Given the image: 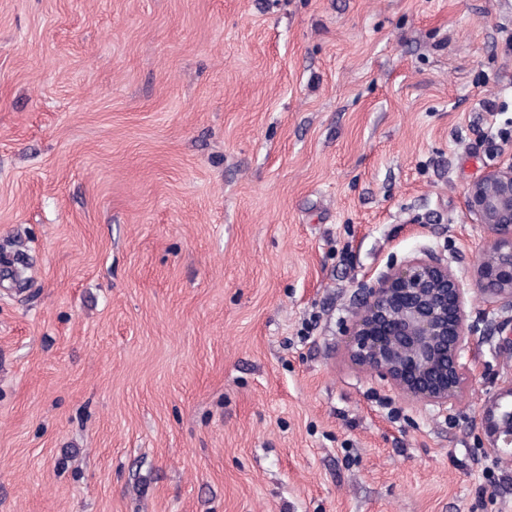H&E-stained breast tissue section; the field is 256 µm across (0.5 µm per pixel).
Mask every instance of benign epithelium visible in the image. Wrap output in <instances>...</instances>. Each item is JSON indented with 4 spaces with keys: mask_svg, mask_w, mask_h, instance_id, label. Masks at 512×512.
Segmentation results:
<instances>
[{
    "mask_svg": "<svg viewBox=\"0 0 512 512\" xmlns=\"http://www.w3.org/2000/svg\"><path fill=\"white\" fill-rule=\"evenodd\" d=\"M464 205L487 238L472 284L435 253L393 265L377 285L365 289L345 330L354 365L443 412L461 396L467 380L461 358L473 336L466 311L469 291L475 290L490 312L512 311V155L467 186ZM503 397H512V378L474 425L511 447L512 404H500Z\"/></svg>",
    "mask_w": 512,
    "mask_h": 512,
    "instance_id": "7a95c632",
    "label": "benign epithelium"
}]
</instances>
